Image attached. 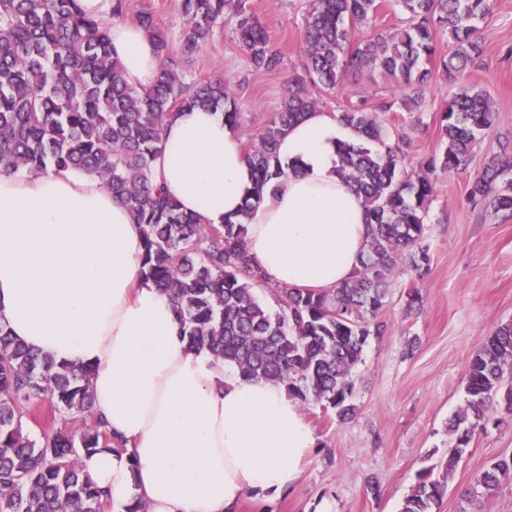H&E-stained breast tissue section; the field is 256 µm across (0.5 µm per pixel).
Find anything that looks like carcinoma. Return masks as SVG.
I'll list each match as a JSON object with an SVG mask.
<instances>
[{
  "label": "carcinoma",
  "instance_id": "cac0c4a2",
  "mask_svg": "<svg viewBox=\"0 0 512 512\" xmlns=\"http://www.w3.org/2000/svg\"><path fill=\"white\" fill-rule=\"evenodd\" d=\"M408 14L401 29L345 44L376 14L379 0H309L304 73L294 77L280 110L257 141L247 146L257 190L286 175L277 143L288 127L316 110L313 90H333L347 74L380 70L405 90L378 111L351 106L340 121L356 135L341 148V174L367 208L368 244L348 281L322 291L277 288L280 310L255 296L261 275L245 246L247 222L260 196H250L237 219L220 226L181 210L154 177L161 131L175 113L197 107L241 125L236 98L224 79L186 81L181 56L196 53L226 18L235 20L239 46L257 70L276 68L281 57L259 18L240 0H181L178 46L141 11L137 23L152 36L160 59L154 83L128 84L112 57L110 21L86 15L79 0H0V173L22 169L76 171L94 176L142 227L145 276L174 302L179 336L190 348H206L246 378L282 384L302 407L353 416V373L386 303L390 280L404 261H428V206L434 193L429 172L459 171L476 141L492 132L497 113L487 97L464 90L448 100L439 130L443 150L427 171L404 166L378 112L418 106L432 79L425 62L440 60L445 72L481 52L479 23L494 0H398ZM447 31L453 50L439 53ZM470 200L494 213L512 212V163L492 158L469 185ZM512 322L486 337L465 371L466 406L448 422L451 447L441 474H423L400 512H433L448 491L476 433L487 429L501 398L512 413ZM87 374L42 357L0 325V512H103L108 504L84 472L82 456L122 448L93 411ZM48 401L53 413L90 417L79 433L64 428L38 444L23 434V408ZM512 474V456L489 464L477 477L470 501L493 497Z\"/></svg>",
  "mask_w": 512,
  "mask_h": 512
}]
</instances>
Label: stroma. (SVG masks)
<instances>
[{"instance_id":"obj_1","label":"stroma","mask_w":512,"mask_h":512,"mask_svg":"<svg viewBox=\"0 0 512 512\" xmlns=\"http://www.w3.org/2000/svg\"><path fill=\"white\" fill-rule=\"evenodd\" d=\"M122 19L148 11L159 27L178 34L180 0H123ZM266 27L283 58L272 71L253 70L238 47L233 21L216 25L185 63L187 80L224 78L243 113L245 140H257L302 71L307 0H242ZM483 53L467 69L433 79L417 109L383 114L399 142L407 169L417 171L439 153L441 110L463 88L483 91L498 113L494 132L481 137L466 169L435 171L424 244L428 261L403 267L391 283L357 366L354 416L338 421L321 407L304 415L318 436L297 488L281 495H247L234 512H400L420 473L448 454L446 424L466 404L464 375L474 350L500 324L512 321V215L473 207L468 188L488 158L512 140V0H497L482 22ZM402 87L381 72L347 75L336 89L317 92L318 109L337 113L350 105L375 108L401 96ZM418 290L410 303L407 293ZM512 455V416L477 433L469 453L448 480L435 512H470L467 494L492 461ZM378 485L372 495L369 485Z\"/></svg>"}]
</instances>
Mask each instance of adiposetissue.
I'll return each mask as SVG.
<instances>
[{
  "instance_id": "obj_1",
  "label": "adipose tissue",
  "mask_w": 512,
  "mask_h": 512,
  "mask_svg": "<svg viewBox=\"0 0 512 512\" xmlns=\"http://www.w3.org/2000/svg\"><path fill=\"white\" fill-rule=\"evenodd\" d=\"M109 37L127 82L160 60L137 25ZM354 134L309 113L278 144L288 174L264 191L246 248L266 283L322 290L351 279L368 237L361 198L340 178ZM155 176L183 210L220 225L253 188L238 130L193 109L167 121ZM143 236L97 178L0 174V324L33 351L91 369L96 414L123 450L83 457L114 512H232L248 494L297 485L318 437L284 386L244 378L179 337L173 304L141 268Z\"/></svg>"
}]
</instances>
